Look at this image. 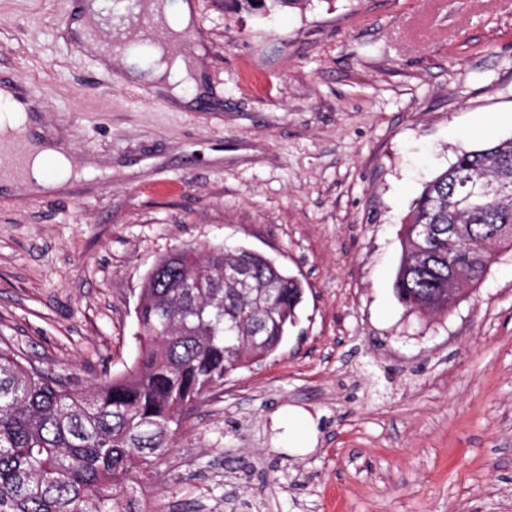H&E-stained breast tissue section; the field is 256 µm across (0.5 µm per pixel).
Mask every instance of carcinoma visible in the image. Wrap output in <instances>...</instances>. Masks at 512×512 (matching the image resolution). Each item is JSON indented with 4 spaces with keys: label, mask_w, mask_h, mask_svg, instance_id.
Segmentation results:
<instances>
[{
    "label": "carcinoma",
    "mask_w": 512,
    "mask_h": 512,
    "mask_svg": "<svg viewBox=\"0 0 512 512\" xmlns=\"http://www.w3.org/2000/svg\"><path fill=\"white\" fill-rule=\"evenodd\" d=\"M301 0H224L266 15ZM472 178L483 196L462 199ZM463 224L468 240L448 244L441 225ZM512 138L466 151L427 182L404 216L398 301L413 309L448 281V256L465 254V285L477 286L512 233ZM246 266L254 291L232 272ZM263 296L257 301V296ZM301 281L243 247H186L148 272L136 311L140 350L124 374L70 385L0 352V512H150L140 480L165 458L182 422L224 379L280 346L298 318Z\"/></svg>",
    "instance_id": "1"
}]
</instances>
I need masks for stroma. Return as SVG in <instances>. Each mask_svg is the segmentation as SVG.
<instances>
[{
	"instance_id": "1",
	"label": "stroma",
	"mask_w": 512,
	"mask_h": 512,
	"mask_svg": "<svg viewBox=\"0 0 512 512\" xmlns=\"http://www.w3.org/2000/svg\"><path fill=\"white\" fill-rule=\"evenodd\" d=\"M188 2L187 104L80 49V0H0V86L92 176L0 184V351L122 374L163 254L243 246L303 284L278 350L229 376L142 483L152 512H512V250L444 316L396 299L398 229L461 152L512 137V0ZM304 0H224L227 5L238 12L266 15L286 7H293Z\"/></svg>"
}]
</instances>
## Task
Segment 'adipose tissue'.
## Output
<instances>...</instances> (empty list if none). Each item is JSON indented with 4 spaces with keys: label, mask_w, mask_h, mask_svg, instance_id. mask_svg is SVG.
<instances>
[{
    "label": "adipose tissue",
    "mask_w": 512,
    "mask_h": 512,
    "mask_svg": "<svg viewBox=\"0 0 512 512\" xmlns=\"http://www.w3.org/2000/svg\"><path fill=\"white\" fill-rule=\"evenodd\" d=\"M191 23L188 7H181L179 13H172L166 0H143L142 4L109 14L102 0H83L78 8V19L72 25L73 35L80 47L96 54L102 66L112 64L108 49L97 42L93 32L99 27L111 28L114 37L128 40L138 38L156 30L165 37L153 47L154 66L149 75L137 70H127L119 75L120 81L138 82L148 80L153 91L168 95L176 101H183L182 88L191 76L187 63L176 53L175 47ZM25 167L7 168L0 171V183L17 191L30 190L33 185L44 184L47 171H54L55 183L61 184L73 177L91 172L87 161L77 157H66L60 151L47 147L40 141L26 142L23 147Z\"/></svg>",
    "instance_id": "adipose-tissue-1"
}]
</instances>
